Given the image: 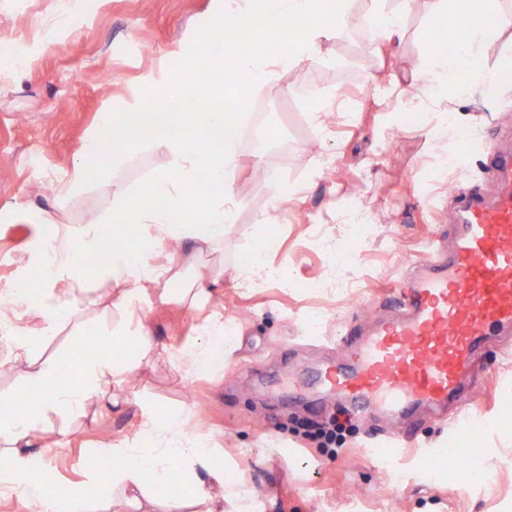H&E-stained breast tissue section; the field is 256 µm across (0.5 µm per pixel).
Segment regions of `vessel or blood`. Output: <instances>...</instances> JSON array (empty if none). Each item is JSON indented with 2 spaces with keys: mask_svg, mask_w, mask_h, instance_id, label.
<instances>
[{
  "mask_svg": "<svg viewBox=\"0 0 512 512\" xmlns=\"http://www.w3.org/2000/svg\"><path fill=\"white\" fill-rule=\"evenodd\" d=\"M491 167L493 195L463 206L449 249L431 245L390 289L394 315L348 326L345 359L316 368L323 395L358 416H446L488 337L512 331V152L493 151Z\"/></svg>",
  "mask_w": 512,
  "mask_h": 512,
  "instance_id": "b4317fda",
  "label": "vessel or blood"
}]
</instances>
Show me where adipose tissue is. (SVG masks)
<instances>
[{
  "mask_svg": "<svg viewBox=\"0 0 512 512\" xmlns=\"http://www.w3.org/2000/svg\"><path fill=\"white\" fill-rule=\"evenodd\" d=\"M358 0H276L275 12L286 18L305 19V26L274 51L241 52L233 46L212 52L216 29L200 33L194 57L197 70L208 83V105L186 122L180 108L184 96L172 90L158 112L131 111L104 121L103 132L129 129L126 137L112 141V159L121 163L133 146H145L163 153L170 169L149 177L140 191L130 193L114 184L113 194L127 222L138 228L135 241L117 238L111 222L81 226L87 252L95 256V266L65 252H47L44 240H36L26 258L29 266L46 269L40 287L18 281L4 297L9 304H22L30 321L14 330L8 351L12 360L25 366L24 380L37 395L36 405L16 413L0 406V449L8 451L12 464L0 472V487L26 492L34 475L44 473L42 451L34 449L32 435L48 432V413L80 411L101 397L108 382L127 379L142 363L155 359L157 350L143 324L125 327L119 339L134 341V355L101 353L79 361L67 357L44 360L31 358V346L56 335L62 323L74 316L81 295L86 292L89 270L114 285L112 308L121 318L139 308L153 287L178 277L174 264L153 265L151 256L166 239L188 243L193 252L217 247L224 240L228 224L234 223L237 201L233 181L239 169L236 125L239 116L227 111V99L237 97L242 86L258 88L279 80L282 73L321 59L324 43L335 39L359 19ZM422 10L442 17L452 26L456 38L452 47L436 44L433 32L424 40L430 49L417 72L419 103L432 112L448 111L449 88L466 92L482 84L492 91L512 89V64L491 66L482 62V46L508 38L512 41V11L503 0H420ZM404 0H369L367 14L372 20L376 41L393 43L405 29ZM214 189L204 207H196L186 190L202 179ZM162 199V206L145 207L144 198ZM178 472L191 496L168 499L161 512H183L187 505L200 512H255L252 489L243 481L227 480L223 467L214 463V448L207 433H186L179 417L152 412L143 426L137 445L107 443L97 449L89 464L85 489H66L56 504L63 512H112L111 502L119 501L125 512H160L151 494L152 484ZM110 486L111 497L99 495L101 486Z\"/></svg>",
  "mask_w": 512,
  "mask_h": 512,
  "instance_id": "obj_1",
  "label": "adipose tissue"
}]
</instances>
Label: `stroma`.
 <instances>
[{"label":"stroma","instance_id":"35a3bbf8","mask_svg":"<svg viewBox=\"0 0 512 512\" xmlns=\"http://www.w3.org/2000/svg\"><path fill=\"white\" fill-rule=\"evenodd\" d=\"M223 16L224 0H0V37L18 41L23 57L0 66V289L30 277L22 259L33 240L114 213L113 183L132 192L168 169L165 155L137 148L121 166L104 163L79 191L61 189L65 171L91 160L100 123L164 96L198 33ZM444 24L412 5L402 40L380 46L355 28L324 44V62L286 71L245 103L244 127H263L264 135L239 140L237 217L223 250L210 255L223 261L224 275L197 306L183 301L176 281L167 301L145 298L137 317L160 356L137 369L136 384L108 386L115 404L49 415L53 430L43 443L57 484L82 487L89 454L106 442L136 441L158 409L180 416L185 431L204 428L224 453L227 478L251 485L259 512H512V430L502 428L512 422V333L483 350L478 386L456 426L413 418V445L392 458L391 482L379 478V456L362 448L371 422L359 423L328 460L300 434L310 417L303 404L263 385L309 382L318 364L342 357L337 337L366 314L389 313L385 291L422 258L424 239L449 242L462 200L491 194L486 147L494 140L512 149V106L481 86L454 101L472 146L442 175L437 160L457 154L454 133L435 134L430 117L410 122L383 96L397 80L416 100L411 75L427 51L422 35ZM312 78L346 108L315 113L304 95ZM273 179L285 199L271 200ZM350 199L365 206L369 226L337 223ZM261 211L268 225L256 223ZM35 213L54 221L32 223ZM336 242L343 255L331 252ZM253 252L282 266L289 287L236 280L234 264ZM88 286L78 315L34 345L33 356L75 358L92 335L111 337L108 284L92 272ZM218 316L235 325L227 355L185 374L178 356L206 343L205 328ZM457 429L468 431L475 459L462 477L449 474L445 459ZM423 454L429 465L420 464Z\"/></svg>","mask_w":512,"mask_h":512}]
</instances>
